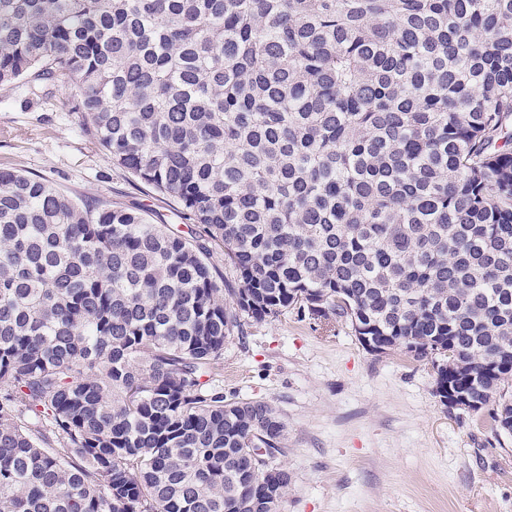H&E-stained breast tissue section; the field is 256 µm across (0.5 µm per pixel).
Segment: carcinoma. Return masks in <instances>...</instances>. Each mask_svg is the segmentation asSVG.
<instances>
[{
  "label": "carcinoma",
  "mask_w": 512,
  "mask_h": 512,
  "mask_svg": "<svg viewBox=\"0 0 512 512\" xmlns=\"http://www.w3.org/2000/svg\"><path fill=\"white\" fill-rule=\"evenodd\" d=\"M20 79L187 230L0 169V512H280L203 377L291 311L512 436V0H0Z\"/></svg>",
  "instance_id": "obj_1"
}]
</instances>
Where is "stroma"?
<instances>
[{
	"label": "stroma",
	"instance_id": "35a3bbf8",
	"mask_svg": "<svg viewBox=\"0 0 512 512\" xmlns=\"http://www.w3.org/2000/svg\"><path fill=\"white\" fill-rule=\"evenodd\" d=\"M63 91L0 90V168L174 224L173 203L89 141ZM228 399L268 402L288 440L282 512H512V437L448 411L434 374L405 353L365 349L344 322L294 313L233 331L212 370Z\"/></svg>",
	"mask_w": 512,
	"mask_h": 512
}]
</instances>
